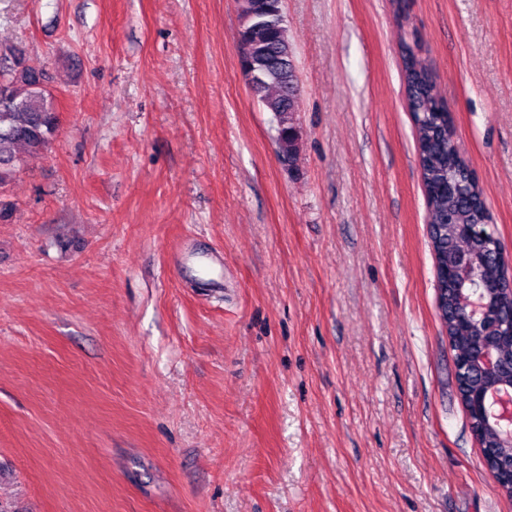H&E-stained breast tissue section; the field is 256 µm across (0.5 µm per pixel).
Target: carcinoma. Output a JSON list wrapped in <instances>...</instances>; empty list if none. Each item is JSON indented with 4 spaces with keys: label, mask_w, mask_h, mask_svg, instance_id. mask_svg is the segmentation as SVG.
Segmentation results:
<instances>
[{
    "label": "carcinoma",
    "mask_w": 512,
    "mask_h": 512,
    "mask_svg": "<svg viewBox=\"0 0 512 512\" xmlns=\"http://www.w3.org/2000/svg\"><path fill=\"white\" fill-rule=\"evenodd\" d=\"M254 6L255 15L241 19L237 40L258 48L259 54L251 59L255 75L251 90L263 109L274 113L278 153L292 167L299 151L293 44L285 16L279 13L281 0H255ZM400 56L421 180L428 194L426 223L434 228L431 247L471 255L478 265H494L496 254L486 243L494 232L477 203L483 188L471 182L472 171L448 126L436 81L429 78L428 64L406 41L400 44ZM49 82L47 69L29 65L16 46L0 44V187L14 178L26 156L41 153L55 136L59 119L47 90ZM449 183L461 184L463 190L447 193L444 187ZM444 327L453 338L451 349L461 353L478 349L484 337L497 333L492 321L477 327L461 318L453 289L448 291ZM482 441L489 451L487 460L512 458V447H499L493 432L484 430Z\"/></svg>",
    "instance_id": "1"
}]
</instances>
